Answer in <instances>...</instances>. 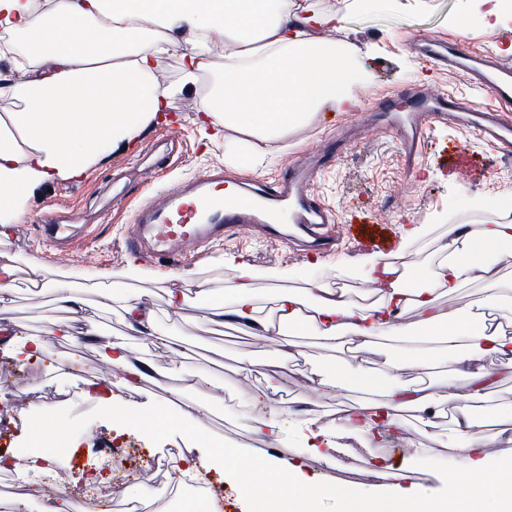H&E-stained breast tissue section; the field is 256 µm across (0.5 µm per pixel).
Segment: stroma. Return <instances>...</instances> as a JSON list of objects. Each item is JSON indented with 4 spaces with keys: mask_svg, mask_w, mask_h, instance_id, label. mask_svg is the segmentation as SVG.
Segmentation results:
<instances>
[{
    "mask_svg": "<svg viewBox=\"0 0 512 512\" xmlns=\"http://www.w3.org/2000/svg\"><path fill=\"white\" fill-rule=\"evenodd\" d=\"M340 35L350 41L357 65L372 75L370 85L356 82L350 87L354 100L368 113L375 111L382 96L426 83L440 84L469 106H490L489 94L473 86L467 74L451 75L422 59L420 46L425 39L452 38L463 47L512 60V21L487 28L465 0H368L365 7L348 14L344 33L327 30L321 37L332 42ZM215 79V73L203 74L196 88L172 99L171 122L141 131L133 149L104 156L80 180H58L50 189H39L11 224L8 236L0 238V252L13 256L22 269L9 302L0 306V320L20 325L23 333L42 337L45 343L41 353L23 362L0 343V376L9 380L8 386L0 388V408L13 405L26 412L41 401L54 403L50 418L58 440L82 458L101 444H135L140 457L124 483L138 485L149 503L155 502L154 492L163 485L153 455L157 449L182 442L184 433L173 425L164 435H155L106 413L89 396L86 379L106 375L108 369L94 345L70 344L48 335L60 312L50 290L33 288L32 268L60 282L94 275L111 283L108 304L98 303L93 289H83L88 315L105 334L127 340L135 357L169 370L159 382L144 383L142 392L124 393L128 404L144 406L153 397L177 391L204 402L200 421L210 440L250 448L259 439L254 429L256 414L268 411L270 400L287 406L293 420L315 416L321 425L334 426L337 412L361 398L358 380L341 382L333 364L342 358V351L332 342L306 334L299 338L302 354L287 378L269 382L264 363L271 355V343L234 329L215 332L190 306L170 313L167 289L228 285L237 265L245 262L254 269L264 309H271L278 290L302 288L311 280L347 289L350 298L357 300L366 285L364 271L382 255L356 238L344 239L337 253L321 257L258 234L225 238L200 258L141 260L126 248L135 206L161 195L178 180L208 170L247 182L273 181L288 164L304 161L306 150L320 137L334 135L342 139L343 149L331 165L315 173V197L342 226L383 216L396 252L420 272L432 269L434 241L449 225L512 216V156L445 121L435 126L423 155L411 162L400 139L375 135L356 113L329 106L309 126L279 142L275 155L250 167L242 165L237 158L249 151L244 136L227 130L217 139L204 141L197 131V111ZM163 139L172 147L170 166L153 178L141 179L153 160L152 149ZM49 210L71 216L85 227L61 260L43 253L38 224ZM132 288L143 304L154 309L158 325L181 337L182 355L161 354L149 337L127 327L122 300ZM248 360L256 362V370L240 372V364ZM313 371L325 373L328 386L309 389L306 378ZM445 413L438 428L422 438L411 428L373 438L335 430L338 451L332 467L293 430L277 444L276 455L304 459L310 480L338 485L351 495L374 501L390 494L388 487L374 485L366 474L371 463L383 459L400 467L404 475L420 474V484L428 493L445 498L455 491L449 474L466 467L465 452L448 446V418L454 410L449 407ZM8 477L15 485L35 486L34 498L26 503L31 512H41L60 496L82 497L85 488L77 468L26 478L12 470Z\"/></svg>",
    "mask_w": 512,
    "mask_h": 512,
    "instance_id": "35a3bbf8",
    "label": "stroma"
}]
</instances>
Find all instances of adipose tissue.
Returning a JSON list of instances; mask_svg holds the SVG:
<instances>
[{
	"mask_svg": "<svg viewBox=\"0 0 512 512\" xmlns=\"http://www.w3.org/2000/svg\"><path fill=\"white\" fill-rule=\"evenodd\" d=\"M363 5L364 0H345L340 10L321 11L295 0H0V30L28 43L24 57L0 72V97L12 100L11 108L0 111V229L17 220L36 189L81 178L104 155L157 123L173 97L212 69L216 50L224 52V74L216 102L201 106L200 133L233 129L251 137L261 153L324 106L344 109L351 79L367 83L371 77L359 75L350 45L325 43L317 33L343 31L346 14ZM177 41L185 44L182 77L165 85L156 62ZM437 251L442 260L430 277L413 272L401 254L372 266L367 283L375 297L365 305L313 280L303 291L278 292L272 310L263 312L246 263L238 265L223 293L171 288L167 303L177 312L195 299L209 323L275 341L270 366L278 377L298 356L297 338L306 332L359 353L382 338L400 342L399 356L389 363L395 372L432 362L431 351L408 345L409 337L439 338L455 365L454 383L431 391L390 382L381 400L364 398L343 411L339 426L369 436L380 425L406 426L404 411L415 409L428 429L435 427L442 405L453 404L448 436L466 452L468 467L453 477L452 496L436 500L419 485L393 482L388 466L371 467V476L392 482L391 512H484L492 494L499 497L498 512H512V472L487 466L498 436L484 432L471 416L473 405L497 390L486 360L512 367V334L500 327L512 322V280L503 281L494 263L495 256L512 257V224L453 225ZM475 282L492 283L491 293L458 300L460 289ZM125 310L131 328L154 347L179 352L180 340L155 327L152 312L135 293L127 294ZM411 311L417 321L403 322ZM101 355L113 369L109 403L116 412L119 392L138 390L147 372L131 361L125 343L104 342ZM201 409L190 400L175 416L145 406L129 418L156 434L176 421L195 440ZM179 461L181 475L199 482L219 467L234 471L246 497L253 491L252 473L262 471L268 489L262 512H311L324 500L334 501L336 512H376L370 500L309 481L298 459L249 460L240 446L228 443Z\"/></svg>",
	"mask_w": 512,
	"mask_h": 512,
	"instance_id": "1",
	"label": "adipose tissue"
}]
</instances>
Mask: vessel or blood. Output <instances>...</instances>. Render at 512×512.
I'll use <instances>...</instances> for the list:
<instances>
[{"instance_id": "vessel-or-blood-1", "label": "vessel or blood", "mask_w": 512, "mask_h": 512, "mask_svg": "<svg viewBox=\"0 0 512 512\" xmlns=\"http://www.w3.org/2000/svg\"><path fill=\"white\" fill-rule=\"evenodd\" d=\"M437 63L468 73L494 98L495 107L472 115L467 126L477 138L496 145L503 154H511L512 119L504 118L496 107L512 104V64L453 41ZM461 110L460 100L438 87L413 88L382 100L379 113L368 115L366 122L375 133L402 137L415 149L429 138L435 122H456ZM336 154L333 141L319 140L307 162L289 166L274 186L242 181L238 192L227 196L216 191L224 182L223 173L183 179L158 200L134 211L135 229L128 246L132 253L151 258L170 254L193 257L224 235H246L260 227L273 237L288 234L315 251L331 250L339 234L328 212L314 200L310 180L312 168L327 167ZM40 230L59 250L75 227L63 223L57 212L49 211Z\"/></svg>"}]
</instances>
